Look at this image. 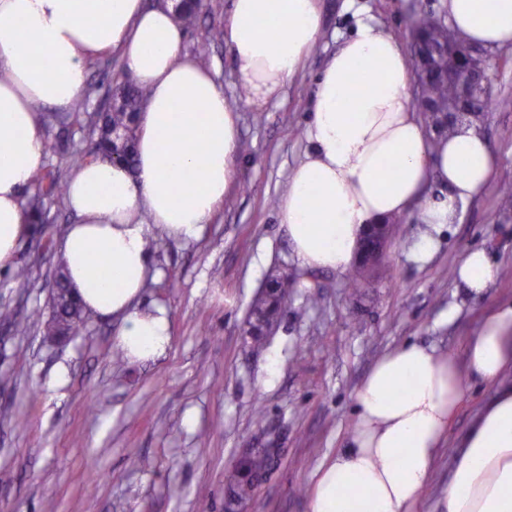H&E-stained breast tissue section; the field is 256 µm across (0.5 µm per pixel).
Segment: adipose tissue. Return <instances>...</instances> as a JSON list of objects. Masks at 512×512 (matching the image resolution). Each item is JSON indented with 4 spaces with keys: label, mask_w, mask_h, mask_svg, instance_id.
I'll list each match as a JSON object with an SVG mask.
<instances>
[{
    "label": "adipose tissue",
    "mask_w": 512,
    "mask_h": 512,
    "mask_svg": "<svg viewBox=\"0 0 512 512\" xmlns=\"http://www.w3.org/2000/svg\"><path fill=\"white\" fill-rule=\"evenodd\" d=\"M467 41L512 44V0H441ZM317 0H233L224 43L255 97L281 90L316 44ZM171 0H0V268L18 252L28 216L23 192L46 164L44 128L32 103L64 107L81 93L89 62L118 52L149 96L136 133V164L93 160L70 177L69 225L60 261L82 304L118 319L116 346L135 361L168 349L164 309L138 299L151 273L149 242L201 235L234 177L239 115L209 70L183 51ZM309 144L279 205L301 265L347 272L369 225L419 207L439 228L484 190L495 169L473 126L431 137L412 106L411 64L399 39L373 19L319 75ZM448 193L422 201L429 180ZM147 220H140V213ZM457 276L481 294L498 276L483 251H468ZM466 367L418 344L384 354L354 396L347 445L321 465L308 512H413L430 481L467 378L493 394L454 450L445 512H512V302L485 316Z\"/></svg>",
    "instance_id": "adipose-tissue-1"
}]
</instances>
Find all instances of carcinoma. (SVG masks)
<instances>
[{"label":"carcinoma","mask_w":512,"mask_h":512,"mask_svg":"<svg viewBox=\"0 0 512 512\" xmlns=\"http://www.w3.org/2000/svg\"><path fill=\"white\" fill-rule=\"evenodd\" d=\"M206 11L214 18L206 32L205 42L196 50L199 61L206 65L209 62V49L213 45L224 42V25L217 20L223 10V0H190L184 10L179 13V19L186 27L195 25L201 11ZM424 36L433 47L448 46L450 49L464 47L467 42L460 38L451 27L433 12L417 11L413 14L409 37ZM491 54L486 49H481L478 55L466 53L460 54L456 62V68L462 73L472 70H485L490 65ZM414 109L419 112L427 130H432L436 124L437 116L432 110V105L439 103L457 104L461 106V112L457 113L454 120L448 123V129L452 130L461 120L468 123L480 119L488 112H511L512 96L507 93L494 94L491 91V83L482 82L469 95L463 94L460 83L454 78H437L424 73L416 64L412 65ZM148 96V89L121 81L115 84L112 90L113 106L98 114L94 125L103 132L117 130L122 132L124 142L121 147L124 161H133L134 139L136 134V117L143 101ZM34 109L40 112V117L47 130L46 151L57 152L61 149L58 136L53 134V129L58 119L63 118L70 124H83L86 122L88 112V97L79 96L72 100L65 116L61 117L53 113L42 112L39 104ZM34 191L26 196L25 208L32 219V224H40L44 215V200L50 196L62 197L66 194L67 184L51 172L35 175ZM497 211L502 217H512V183H501L496 191ZM285 292L277 288H267L253 301L247 324L249 333L253 336V348L260 350L264 346L266 329L271 322L278 321ZM52 314L48 320H42L40 312L31 311L27 319L41 326L46 336L65 335L76 336L80 334L89 322L92 313L83 309L79 301L72 294L71 288L62 272H57L56 288L51 295ZM275 450L266 449L262 453L240 460L227 476V484L230 496L235 502L249 501L256 489V480L274 464Z\"/></svg>","instance_id":"1"}]
</instances>
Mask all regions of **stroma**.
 I'll list each match as a JSON object with an SVG mask.
<instances>
[{
    "label": "stroma",
    "mask_w": 512,
    "mask_h": 512,
    "mask_svg": "<svg viewBox=\"0 0 512 512\" xmlns=\"http://www.w3.org/2000/svg\"><path fill=\"white\" fill-rule=\"evenodd\" d=\"M439 5L319 0L316 46L289 86L260 105L238 100L227 47H211L210 70L239 102L235 182L201 238L161 235L150 244L156 277L144 302L166 310L171 335L156 359L114 363L118 325L109 318H95L62 344L26 321L30 310L48 313L60 239L79 221L66 200L47 198L46 221L24 237L17 258L29 280L0 269V306L21 317L17 326H0V512H44L48 499L54 512H225L226 476L250 448L279 454L248 512H308L316 471L346 446L354 394L380 356L416 343L464 363L485 313L512 300V279L497 278L475 297L455 275L472 249L512 267V220L496 212L499 183L512 181V112L481 121L495 173L437 235L432 257L412 258L411 245L431 227L410 215L359 293L348 275L299 263L273 205L306 152L315 79L356 20L371 18L404 41L413 10ZM123 70L116 55L88 64L89 111L109 101ZM59 134L63 148L48 154L46 168L66 179L90 159L88 130L66 125ZM276 273L294 286L254 354L243 335L249 308ZM491 393L467 380L449 440L469 429ZM258 405L263 414L255 413ZM140 456L151 468L136 466ZM91 481L97 489L90 495Z\"/></svg>",
    "instance_id": "35a3bbf8"
}]
</instances>
